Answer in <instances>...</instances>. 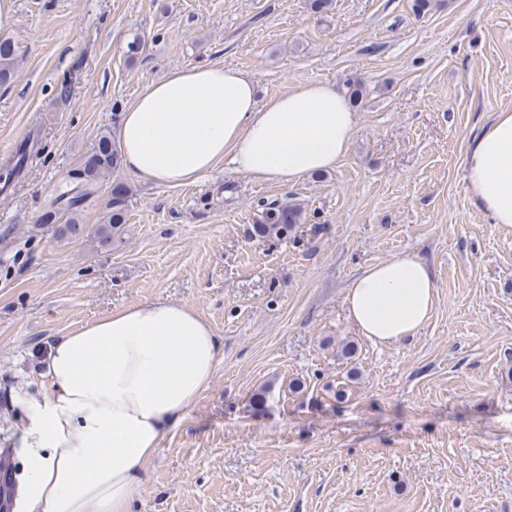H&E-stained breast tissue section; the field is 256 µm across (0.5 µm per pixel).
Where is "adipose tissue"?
I'll list each match as a JSON object with an SVG mask.
<instances>
[{"mask_svg":"<svg viewBox=\"0 0 512 512\" xmlns=\"http://www.w3.org/2000/svg\"><path fill=\"white\" fill-rule=\"evenodd\" d=\"M355 117L329 82L258 100L240 70L197 64L153 82L115 129L126 171L180 186L230 160L246 175L292 183L335 167ZM467 189L496 224L512 225V110L496 113L466 158ZM436 284L399 255L362 270L345 294L363 336L388 344L429 321ZM221 346L193 309L152 300L112 311L56 341L38 398H21L20 512H130L147 462L210 385Z\"/></svg>","mask_w":512,"mask_h":512,"instance_id":"ef3b65f1","label":"adipose tissue"}]
</instances>
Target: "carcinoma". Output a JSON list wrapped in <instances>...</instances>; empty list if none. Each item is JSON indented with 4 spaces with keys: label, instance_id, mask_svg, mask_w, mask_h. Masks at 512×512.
I'll return each mask as SVG.
<instances>
[{
    "label": "carcinoma",
    "instance_id": "1",
    "mask_svg": "<svg viewBox=\"0 0 512 512\" xmlns=\"http://www.w3.org/2000/svg\"><path fill=\"white\" fill-rule=\"evenodd\" d=\"M18 64V50L10 39L0 40V83L8 81ZM41 153V148L28 147L22 143L15 155L6 162L5 167L10 176L22 172L28 163ZM119 163V153L112 134L105 130L97 134L90 150L84 155L78 172L79 182L60 188L55 203L58 209L70 214L67 221L60 225L59 233L80 237L84 234L83 225L79 224L76 213L85 203L97 197L99 187L112 176V171ZM128 190L124 183H112V189L105 205L104 223L94 229V237L106 241L117 233L122 224L126 223V198ZM261 208L260 224L256 226L257 233L269 239L278 241L290 233L295 224L302 218L301 210L296 206L281 205L276 201L259 202Z\"/></svg>",
    "mask_w": 512,
    "mask_h": 512
}]
</instances>
